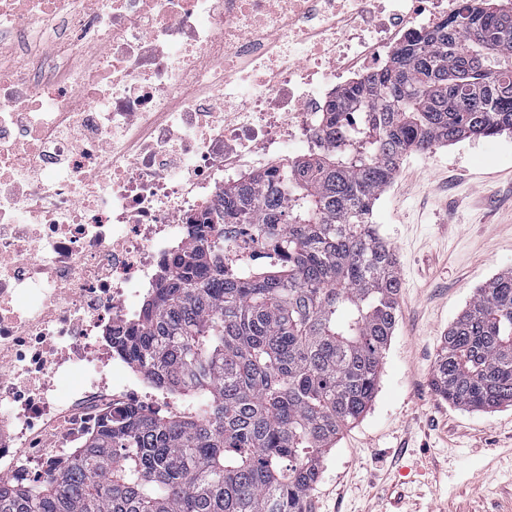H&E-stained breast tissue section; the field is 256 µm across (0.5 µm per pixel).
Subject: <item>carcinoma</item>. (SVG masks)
Instances as JSON below:
<instances>
[{"mask_svg": "<svg viewBox=\"0 0 512 512\" xmlns=\"http://www.w3.org/2000/svg\"><path fill=\"white\" fill-rule=\"evenodd\" d=\"M503 133L512 0H471L328 101L319 153L224 184L188 221L193 242L163 259L112 337L181 409L110 413L41 483H0V512H311L398 322V259L372 224L376 201L408 154ZM220 224L249 225L262 257L225 266ZM431 385L471 411L512 404V269L448 327Z\"/></svg>", "mask_w": 512, "mask_h": 512, "instance_id": "1", "label": "carcinoma"}]
</instances>
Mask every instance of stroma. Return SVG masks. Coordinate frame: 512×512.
Returning <instances> with one entry per match:
<instances>
[{
  "mask_svg": "<svg viewBox=\"0 0 512 512\" xmlns=\"http://www.w3.org/2000/svg\"><path fill=\"white\" fill-rule=\"evenodd\" d=\"M374 222L399 261V321L376 396L325 462L312 512H512V405L456 408L430 384L448 326L512 268V134L408 155Z\"/></svg>",
  "mask_w": 512,
  "mask_h": 512,
  "instance_id": "35a3bbf8",
  "label": "stroma"
}]
</instances>
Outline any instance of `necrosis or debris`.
Wrapping results in <instances>:
<instances>
[{"label": "necrosis or debris", "instance_id": "obj_1", "mask_svg": "<svg viewBox=\"0 0 512 512\" xmlns=\"http://www.w3.org/2000/svg\"><path fill=\"white\" fill-rule=\"evenodd\" d=\"M463 0H0V481L167 402L112 346L225 183Z\"/></svg>", "mask_w": 512, "mask_h": 512}]
</instances>
